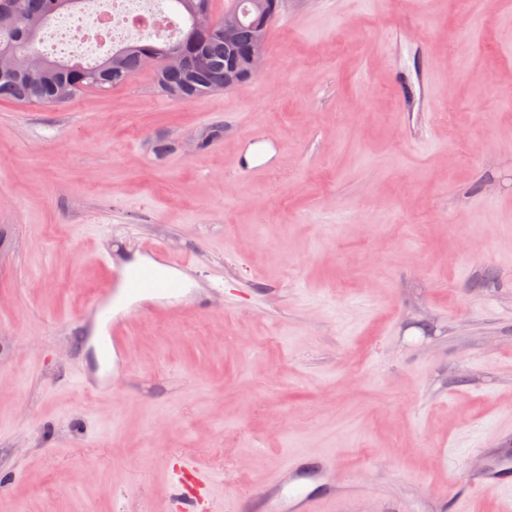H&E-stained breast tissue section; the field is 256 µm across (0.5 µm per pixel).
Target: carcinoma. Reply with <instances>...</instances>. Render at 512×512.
Segmentation results:
<instances>
[{"mask_svg":"<svg viewBox=\"0 0 512 512\" xmlns=\"http://www.w3.org/2000/svg\"><path fill=\"white\" fill-rule=\"evenodd\" d=\"M24 18L19 29L10 34L0 31V98L21 103L59 105L69 103L89 89L105 91L126 84L142 70L145 60L161 61L155 70L156 83L166 94L177 99H194L224 90V73L232 59H242L260 32H271L273 20L281 7L255 10L252 0L241 3L243 19L235 40L224 41V19L212 28L194 24L189 0L169 2L189 21L182 37L162 44L129 43L94 63L55 60L57 67L35 80L20 73L24 61L37 55L41 32L52 18L75 10L83 0H23Z\"/></svg>","mask_w":512,"mask_h":512,"instance_id":"1","label":"carcinoma"}]
</instances>
